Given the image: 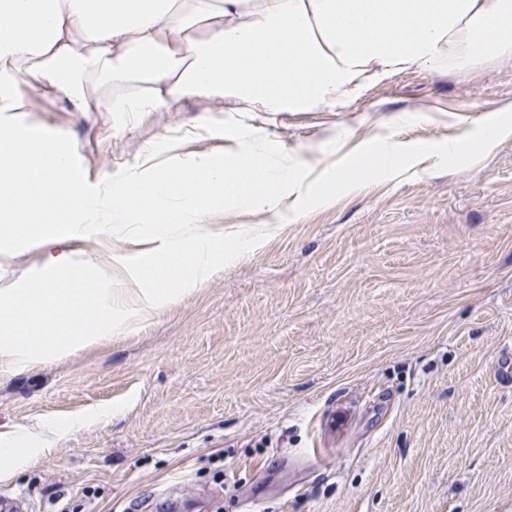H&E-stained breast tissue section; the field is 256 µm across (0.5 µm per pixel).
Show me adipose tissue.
<instances>
[{
	"instance_id": "adipose-tissue-1",
	"label": "adipose tissue",
	"mask_w": 512,
	"mask_h": 512,
	"mask_svg": "<svg viewBox=\"0 0 512 512\" xmlns=\"http://www.w3.org/2000/svg\"><path fill=\"white\" fill-rule=\"evenodd\" d=\"M509 53L512 0H0V246L13 245L16 224L28 243L115 224L134 225L144 243L112 255L125 288L64 249L46 257L39 285L1 288L0 369L146 321L261 247L246 232L229 241L215 229L183 233L200 209L275 214L309 190L326 203L407 160L381 148L314 175L295 161L271 168L258 154L205 157L140 180L113 175L91 195L71 175L69 148L16 121L28 109L21 85L63 95L74 112H154L195 95L307 112L408 66L455 73ZM42 453L24 431L0 440V483Z\"/></svg>"
}]
</instances>
